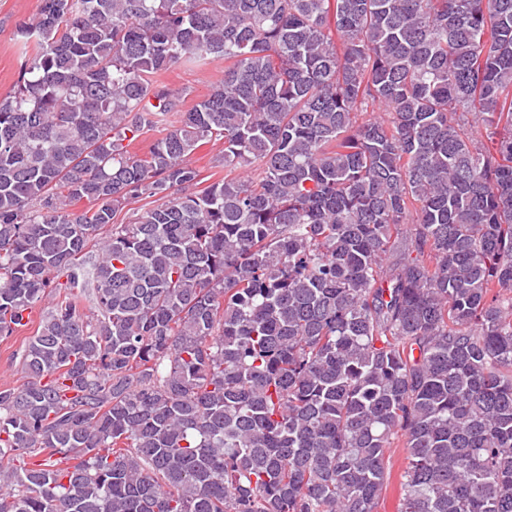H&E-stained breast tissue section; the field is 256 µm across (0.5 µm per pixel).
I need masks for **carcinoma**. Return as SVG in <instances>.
<instances>
[{"label":"carcinoma","instance_id":"carcinoma-1","mask_svg":"<svg viewBox=\"0 0 512 512\" xmlns=\"http://www.w3.org/2000/svg\"><path fill=\"white\" fill-rule=\"evenodd\" d=\"M16 30L0 339L52 305L0 388V512H379L397 441V512H512V0H41ZM213 58L188 109L158 82ZM221 143L212 145V143L199 148L191 157L192 165L200 171L202 183L197 186V189L206 187L215 177H224V166H219L217 161V154L221 150ZM212 174H216L210 179Z\"/></svg>","mask_w":512,"mask_h":512}]
</instances>
